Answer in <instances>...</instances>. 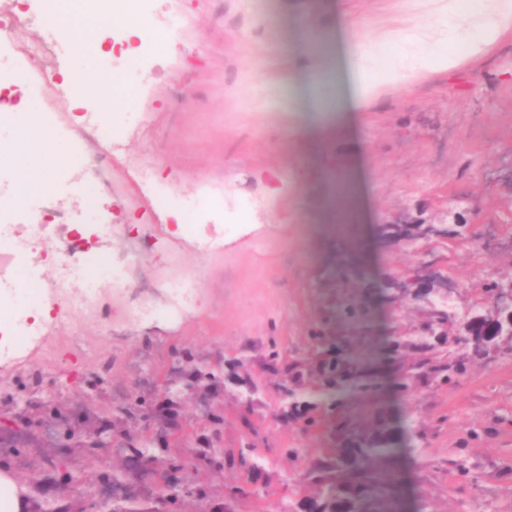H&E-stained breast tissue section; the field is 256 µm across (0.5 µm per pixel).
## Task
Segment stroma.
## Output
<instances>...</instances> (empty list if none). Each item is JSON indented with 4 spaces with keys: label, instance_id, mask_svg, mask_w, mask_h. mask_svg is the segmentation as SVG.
Returning a JSON list of instances; mask_svg holds the SVG:
<instances>
[{
    "label": "stroma",
    "instance_id": "stroma-1",
    "mask_svg": "<svg viewBox=\"0 0 512 512\" xmlns=\"http://www.w3.org/2000/svg\"><path fill=\"white\" fill-rule=\"evenodd\" d=\"M137 6L159 36L123 74L139 96L108 117L122 139L98 210L180 238L202 282L198 308L178 323L126 324L117 300L97 318L57 316L40 346L0 363V469L36 508L106 512L99 496L118 482L149 512L155 474L172 461L251 444L258 472L194 463L168 512H276L284 498L305 512L317 488L299 476L334 442L282 416L288 383L268 361L275 348L287 363L322 352L380 373L381 390L343 408L391 426L402 512H512V352L497 344L458 381L405 393L409 345L443 303L431 290H387L427 266L465 314L481 310L486 279L512 282V31L481 57L385 88L367 111L329 116L316 105L347 97L355 37L383 57L395 51L360 21L392 23L401 0ZM312 68L323 74L314 86ZM145 161L156 191L135 196L125 178ZM452 202L465 227L449 219ZM199 224L222 234L223 261L195 249ZM389 224L409 239H382ZM427 225L434 234L421 236ZM344 303L363 305L365 336L348 341L340 324L316 345L312 331ZM179 365L212 379L181 393L180 426L168 429L164 388ZM132 446L149 448L153 469L136 465Z\"/></svg>",
    "mask_w": 512,
    "mask_h": 512
}]
</instances>
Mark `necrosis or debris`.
<instances>
[{
	"mask_svg": "<svg viewBox=\"0 0 512 512\" xmlns=\"http://www.w3.org/2000/svg\"><path fill=\"white\" fill-rule=\"evenodd\" d=\"M57 8V0H0V112L16 111L17 83H25L27 96L37 107L55 101L53 134L73 136L78 153L88 159L87 169L65 170L58 177L82 181L93 177L104 190L112 188V157L104 144L113 137L102 113L73 112L65 94L51 95L46 77L57 67L51 44L34 47L24 44L32 27L45 23ZM14 188L0 183V300L15 293L29 292L26 306L0 320V362L17 358L18 343H38L48 332L44 309L73 316L96 315L104 301L119 297L125 301L126 319L144 323L158 315H186L197 307L198 274L184 263L176 238L164 239L168 263L151 269L138 287H131L129 270L116 258L99 273H92L84 256L96 247L111 245L122 236L124 227L109 222L71 228L67 200L47 195L38 211L28 213L26 235H17L10 220Z\"/></svg>",
	"mask_w": 512,
	"mask_h": 512,
	"instance_id": "1",
	"label": "necrosis or debris"
}]
</instances>
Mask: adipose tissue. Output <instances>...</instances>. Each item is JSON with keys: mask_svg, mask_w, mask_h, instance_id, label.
I'll return each instance as SVG.
<instances>
[{"mask_svg": "<svg viewBox=\"0 0 512 512\" xmlns=\"http://www.w3.org/2000/svg\"><path fill=\"white\" fill-rule=\"evenodd\" d=\"M433 2L434 13L427 19L411 18L405 28L384 31V38L398 45V58L381 62L364 43L352 44L348 54V69L354 82L350 111H364L383 88L411 86L424 70L448 71L462 59L478 57L504 33L512 31V0H471L465 10L460 9L459 0ZM50 26L75 48V64L63 77L69 93L80 101L97 102L104 112L124 109L126 100L113 93L110 82L93 66L99 45L85 41L66 14L57 15ZM24 119L26 124L20 135L10 144L0 145V163H9L21 174L16 195L20 204L49 184L48 170L38 164L45 146L37 117L29 112Z\"/></svg>", "mask_w": 512, "mask_h": 512, "instance_id": "obj_1", "label": "adipose tissue"}]
</instances>
